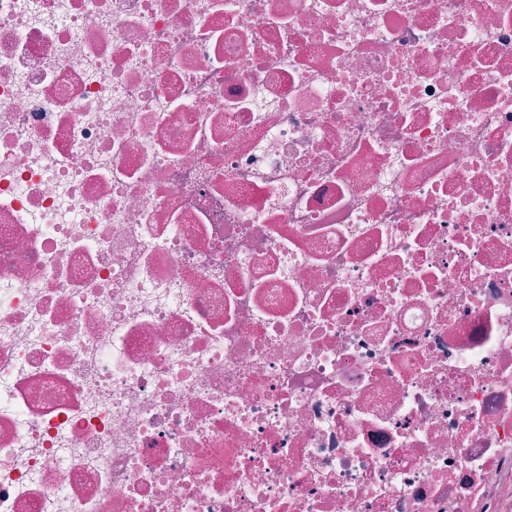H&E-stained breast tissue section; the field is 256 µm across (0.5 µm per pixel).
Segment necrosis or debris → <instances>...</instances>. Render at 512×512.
Instances as JSON below:
<instances>
[{"label":"necrosis or debris","mask_w":512,"mask_h":512,"mask_svg":"<svg viewBox=\"0 0 512 512\" xmlns=\"http://www.w3.org/2000/svg\"><path fill=\"white\" fill-rule=\"evenodd\" d=\"M0 512H512V0H0Z\"/></svg>","instance_id":"obj_1"}]
</instances>
